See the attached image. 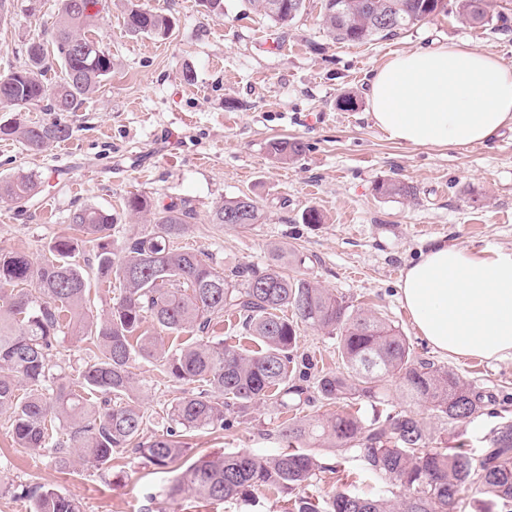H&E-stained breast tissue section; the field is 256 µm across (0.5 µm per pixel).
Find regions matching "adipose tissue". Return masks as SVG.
I'll use <instances>...</instances> for the list:
<instances>
[{"label": "adipose tissue", "instance_id": "ef3b65f1", "mask_svg": "<svg viewBox=\"0 0 512 512\" xmlns=\"http://www.w3.org/2000/svg\"><path fill=\"white\" fill-rule=\"evenodd\" d=\"M375 125L408 146H465L512 128V67L468 43L392 54L373 73ZM416 329L457 358L512 356V253L481 256L434 241L399 284Z\"/></svg>", "mask_w": 512, "mask_h": 512}]
</instances>
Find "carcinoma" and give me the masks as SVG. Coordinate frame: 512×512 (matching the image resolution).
I'll list each match as a JSON object with an SVG mask.
<instances>
[{
	"instance_id": "obj_1",
	"label": "carcinoma",
	"mask_w": 512,
	"mask_h": 512,
	"mask_svg": "<svg viewBox=\"0 0 512 512\" xmlns=\"http://www.w3.org/2000/svg\"><path fill=\"white\" fill-rule=\"evenodd\" d=\"M254 9L284 27L305 9V0H250ZM99 0H60L52 22V45L62 77L52 83V68L41 43L26 47L25 64L0 78V103L45 104L49 112H73L112 73V56L86 36L103 19L91 11ZM444 9L443 0H323L322 21L346 43H363L396 35ZM490 0H458L459 14L474 27L492 21ZM125 26L132 36H168L172 23L164 14L128 0ZM57 123L0 125V139H19L31 151L69 137ZM270 152L289 161L304 151L297 139H276ZM39 176L22 173L0 180V200L25 204L36 194ZM385 197L408 198V184L382 181ZM133 214L153 215L154 227L112 251V213L96 206L73 211V234L56 239L50 257L34 264L25 254L0 250V414L7 415L19 448L53 455L64 468L78 462L102 473L118 454L140 453L167 467L186 448L178 437L203 429H228L249 407L271 400L285 409L320 400L345 411L317 419L296 418L281 427L285 449L260 457L226 451L201 458L177 474L170 492L211 501L246 498L260 488L290 496L292 512H453L465 490L484 496L499 512H512V416H502L484 436L476 456L432 445L423 421L411 406L423 404L448 429L456 430L485 414L491 399L447 366L414 355L406 337L379 313L348 304L310 281L288 275L284 256L272 252L263 267L227 269L198 251L177 246L192 218L185 204L158 205L134 194L127 199ZM242 214L246 221L231 229L259 223L256 201L242 194L224 201L211 223ZM96 243L98 282L118 281L112 305L93 315L87 308L89 288L77 257L84 238ZM293 310L296 320L279 315ZM238 320L258 348L249 350L209 335L224 317ZM149 323L152 330L143 329ZM338 340L339 366L313 372L298 353L299 325ZM77 329L87 361L75 374L50 364L59 333ZM191 335L165 346L162 336ZM155 363L177 382L197 383L202 390L181 396L164 417L162 433L142 441L144 412L132 364ZM401 391L405 405L385 417L366 420L358 405L386 402L388 383ZM332 448L360 459L364 472L394 489L385 498L343 489L314 498L306 493L327 469L310 446ZM31 512H81V504L52 487L22 490Z\"/></svg>"
}]
</instances>
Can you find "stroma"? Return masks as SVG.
<instances>
[{"mask_svg": "<svg viewBox=\"0 0 512 512\" xmlns=\"http://www.w3.org/2000/svg\"><path fill=\"white\" fill-rule=\"evenodd\" d=\"M170 16L169 38L130 36L124 0H110L90 38L112 55V73L74 112L41 106L0 105V123L58 122L68 139L31 151L19 140H0V180L21 172L41 176L39 193L25 209L0 202V249L24 251L33 262L48 257L52 240L67 234L69 215L92 205L112 211L114 244L150 230L148 218L125 202L140 194L187 202L193 211L180 243L212 255L224 267L264 266L273 248L288 255L286 273L307 279L351 304L372 307L407 337L421 358L454 369L496 397L490 411L449 435L423 406H414L435 442L478 448L496 422L512 413V357L452 359L418 334L399 299V282L428 239L473 251H512V131L467 147H409L387 139L367 102L368 81L390 54L465 41L512 67V0H493V19L472 27L445 0L438 15L394 37L363 44L337 41L322 23V0L287 27L256 13L249 0H224L211 12L201 0H137ZM0 23V77L26 60L30 42L51 39L58 0H10ZM193 81H185V71ZM354 100L352 109L339 106ZM303 142L288 162L269 152L276 138ZM396 180L413 186L410 198H385L375 185ZM247 194L261 212L259 224L232 230L211 224L224 200ZM317 209L322 221L302 220ZM298 350L316 369L338 365L337 340L310 327L299 330ZM146 416L144 438L162 429L163 411L187 386L171 381L154 363L136 360ZM288 416L275 403L258 402L228 430L186 437V454L162 469L140 454L114 458L107 475L95 469L61 468L52 456L30 457L13 447L0 415V512H30L23 488L50 485L78 500L84 512H288L284 495L257 492L248 500L210 503L170 496L176 469L203 456L246 449L264 456L283 447L277 428ZM318 454L327 471L308 488L325 496L355 484L390 496L384 480L362 481L360 460Z\"/></svg>", "mask_w": 512, "mask_h": 512, "instance_id": "obj_1", "label": "stroma"}]
</instances>
